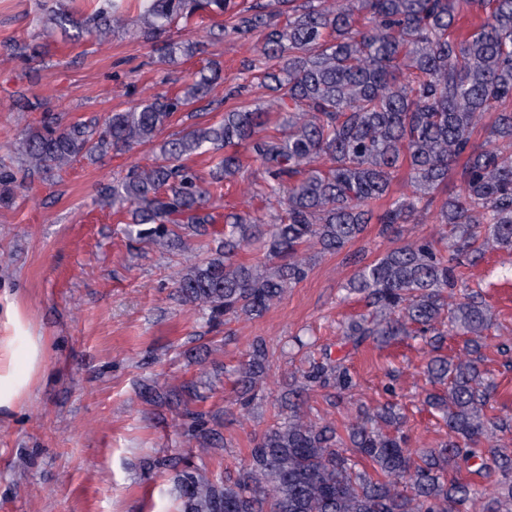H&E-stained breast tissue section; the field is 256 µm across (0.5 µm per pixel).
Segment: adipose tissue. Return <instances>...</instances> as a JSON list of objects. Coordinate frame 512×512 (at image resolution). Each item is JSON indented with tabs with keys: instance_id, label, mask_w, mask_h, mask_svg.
<instances>
[{
	"instance_id": "ef3b65f1",
	"label": "adipose tissue",
	"mask_w": 512,
	"mask_h": 512,
	"mask_svg": "<svg viewBox=\"0 0 512 512\" xmlns=\"http://www.w3.org/2000/svg\"><path fill=\"white\" fill-rule=\"evenodd\" d=\"M7 335L0 336V414H11L29 401L44 360V340L33 334L14 306L5 310Z\"/></svg>"
}]
</instances>
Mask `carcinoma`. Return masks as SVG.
Wrapping results in <instances>:
<instances>
[{"label": "carcinoma", "mask_w": 512, "mask_h": 512, "mask_svg": "<svg viewBox=\"0 0 512 512\" xmlns=\"http://www.w3.org/2000/svg\"><path fill=\"white\" fill-rule=\"evenodd\" d=\"M138 2L133 19L126 0H99L82 20L51 9L44 28L99 42L132 33L162 42L173 60L196 45L168 38L172 26L222 16L218 34L256 38L264 59L258 85L270 99L231 105L222 121L166 139L158 161L133 167L103 194L114 214L140 226L141 240L182 257L178 295L209 321L262 317L304 280L308 251L339 253L372 222L385 234L433 209L449 228L360 262L344 290L362 296L368 313L342 331L353 351L369 340L421 345L429 382L444 387L426 402L447 440L409 451L390 401L359 406L344 436L308 419L309 386L336 389V405L356 387L346 357L326 351L283 387L274 423L236 479L219 485L170 463L184 512H468L477 501L482 512H512V448L500 444L512 435V415L487 416L496 389L480 367L489 310L461 271L490 250H512V0H473L479 9L466 18L460 0H264L245 9L232 0ZM222 79L210 64L183 94L158 93L93 125L47 112L16 138L20 170L46 178L81 154L150 144ZM204 153L214 159L208 181L187 165ZM252 162L263 173L262 213H220L217 192ZM402 170L409 191L396 195ZM24 188L17 173L0 170V205ZM200 237L216 244L203 262L187 247ZM255 245L266 262L237 259ZM450 333L466 337L465 354L451 361L442 355ZM270 370L266 343L253 341L235 370L239 396L256 398ZM188 444L211 452L203 430H191ZM463 469L469 477L449 476ZM490 472L499 474L492 484Z\"/></svg>", "instance_id": "1"}]
</instances>
